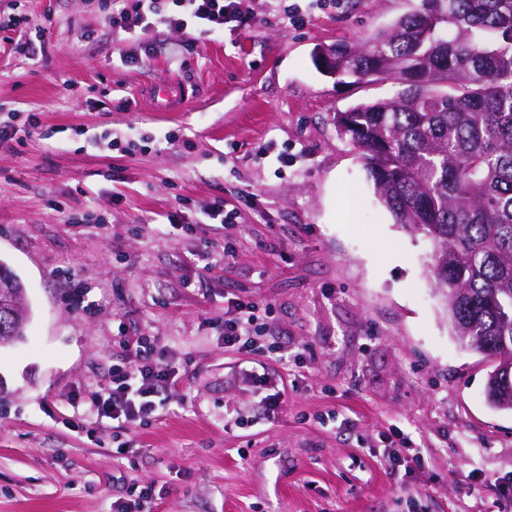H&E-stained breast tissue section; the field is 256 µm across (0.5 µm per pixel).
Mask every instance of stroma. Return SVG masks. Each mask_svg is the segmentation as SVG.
<instances>
[{"label":"stroma","mask_w":512,"mask_h":512,"mask_svg":"<svg viewBox=\"0 0 512 512\" xmlns=\"http://www.w3.org/2000/svg\"><path fill=\"white\" fill-rule=\"evenodd\" d=\"M115 2L0 0V123L17 130L0 259L31 306L25 341L0 348V512H112L145 485L152 512H512L492 363L453 335L431 241L396 223L333 121L403 87L313 62L420 0H340L299 27L243 0L249 26L197 41L112 33ZM235 298L273 350L225 347ZM145 338L175 381L156 417L72 426L70 399L89 406ZM247 370L282 377L275 416Z\"/></svg>","instance_id":"stroma-1"}]
</instances>
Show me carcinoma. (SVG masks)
<instances>
[{
	"label": "carcinoma",
	"instance_id": "obj_1",
	"mask_svg": "<svg viewBox=\"0 0 512 512\" xmlns=\"http://www.w3.org/2000/svg\"><path fill=\"white\" fill-rule=\"evenodd\" d=\"M336 78L391 75L406 86L391 101L336 114L361 150L375 192L397 223L435 244L434 270L456 338L480 354L512 356V0H421L364 44H342ZM448 85L449 90L440 87ZM31 318L27 288L0 259ZM499 368L486 398L512 412Z\"/></svg>",
	"mask_w": 512,
	"mask_h": 512
}]
</instances>
